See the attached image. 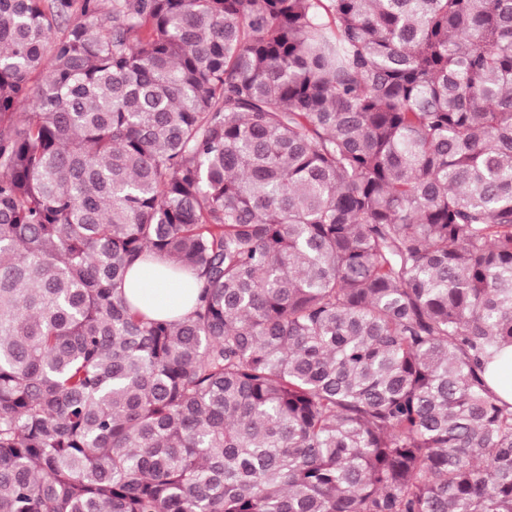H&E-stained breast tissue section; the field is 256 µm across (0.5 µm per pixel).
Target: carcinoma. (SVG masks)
<instances>
[{
	"mask_svg": "<svg viewBox=\"0 0 512 512\" xmlns=\"http://www.w3.org/2000/svg\"><path fill=\"white\" fill-rule=\"evenodd\" d=\"M505 346L512 0H0V512H512ZM159 259L133 264L124 283L127 299L142 313L175 319L189 313L199 288L192 279L178 277ZM484 379L499 398L512 404V346L505 348L487 366Z\"/></svg>",
	"mask_w": 512,
	"mask_h": 512,
	"instance_id": "carcinoma-1",
	"label": "carcinoma"
}]
</instances>
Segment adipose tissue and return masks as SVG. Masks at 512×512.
I'll use <instances>...</instances> for the list:
<instances>
[{
	"label": "adipose tissue",
	"instance_id": "adipose-tissue-1",
	"mask_svg": "<svg viewBox=\"0 0 512 512\" xmlns=\"http://www.w3.org/2000/svg\"><path fill=\"white\" fill-rule=\"evenodd\" d=\"M124 293L140 312L175 319L192 310L199 288L195 281L172 274L163 261L151 259L130 267Z\"/></svg>",
	"mask_w": 512,
	"mask_h": 512
}]
</instances>
